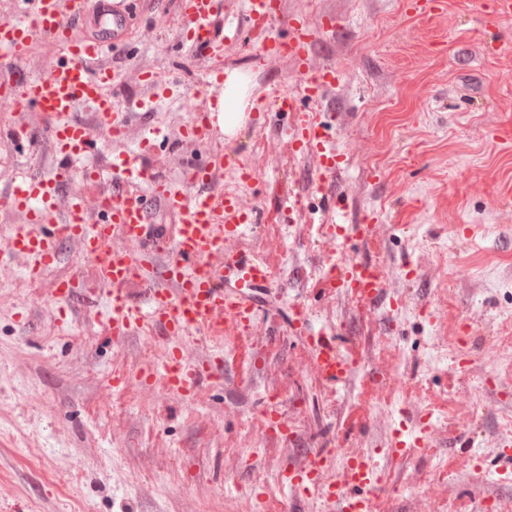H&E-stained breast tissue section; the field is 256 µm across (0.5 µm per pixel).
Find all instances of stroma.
<instances>
[{
    "instance_id": "obj_1",
    "label": "stroma",
    "mask_w": 512,
    "mask_h": 512,
    "mask_svg": "<svg viewBox=\"0 0 512 512\" xmlns=\"http://www.w3.org/2000/svg\"><path fill=\"white\" fill-rule=\"evenodd\" d=\"M178 0H128L124 40L109 44L119 77L110 93L131 117L127 142L114 141L91 110L79 116L97 143L94 163L137 145L142 126L163 130L142 163L161 175L205 164L209 151H234L251 171L224 188L239 193L258 220L228 239L227 250L266 262L271 283L258 289L251 335L170 340L154 329L118 340L104 333L95 305L92 263L66 242L49 279L24 274L25 257L0 263V512H258L281 506L284 466H301L337 430L361 420L350 455L376 453L382 512H418L437 483V512L512 497L500 473L512 441L496 438L512 414V351L488 359L501 326L512 327V20L485 17L476 0H446L443 12L407 11L405 0H283L274 31L290 38L293 19L324 26L310 45L314 69L336 78L319 99L286 58L261 55L244 37L225 50L223 71L250 77L236 134L198 145L181 135L199 98L204 59L174 53ZM165 91L145 114L131 108L144 75ZM285 93L299 112L283 113L268 96ZM317 118L326 146L342 160L332 180L315 175L312 157L293 151L300 113ZM28 123L36 145L0 143L11 174L40 175L54 163L37 113L0 110V124ZM374 225L373 239L325 243L324 228ZM379 265L382 299L369 307L344 289L323 287L341 255ZM82 278L90 309L51 296L56 278ZM355 351L359 366L333 384L313 370L303 337L290 328L297 310ZM469 330L472 362L455 369L433 359L437 342ZM193 357L224 354L222 382H199L192 403L164 389L159 372L176 345ZM152 375L151 387L133 384ZM404 386L388 385L391 377ZM127 379L110 390L109 380ZM277 392L291 430L269 443L260 404ZM471 415L450 429L446 416ZM432 451L387 454L394 436L421 427Z\"/></svg>"
}]
</instances>
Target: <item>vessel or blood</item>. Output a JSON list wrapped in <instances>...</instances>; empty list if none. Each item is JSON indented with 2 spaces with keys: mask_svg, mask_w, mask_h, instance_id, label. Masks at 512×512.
<instances>
[{
  "mask_svg": "<svg viewBox=\"0 0 512 512\" xmlns=\"http://www.w3.org/2000/svg\"><path fill=\"white\" fill-rule=\"evenodd\" d=\"M245 7L262 53L290 59L304 76L308 95L320 96L335 72L317 71L310 64L311 21H296L294 36L282 42L272 34L282 14L281 0H245ZM223 9V0H179L182 24L173 37L174 48L203 54L218 44L238 42L239 34L214 24ZM83 11L84 0H15L13 10L0 15V101L18 100L26 110L37 112L55 155L48 175L15 182L11 192L0 197L1 210L27 217L26 223L0 228V246L26 256L25 273L38 280L58 261L63 242H80L96 278L108 285L102 321L110 336L125 338L156 326L171 336L205 332L220 338L228 326L237 334L249 333L257 307L241 290L268 284L271 274L264 263L224 255L225 240L253 221L252 211L220 185L225 167L235 165V158L211 154L206 164L177 181L159 176L142 165L138 155L127 153L115 156L108 168L77 170V162L95 151L89 130L78 117L81 108H91L117 140H125L128 131L125 112L106 93L115 73L101 62L105 42L79 34L75 25ZM42 37L61 44L62 52L47 72L21 73L31 44ZM215 122V113L200 111L183 134L210 140L217 131ZM291 146L314 156L321 174L336 171V155L326 147L320 123L301 120ZM108 177L115 184L112 194L72 195L66 214H59L64 185L75 179L94 183ZM92 206L103 215L94 224L86 220ZM159 209L171 216V223H154ZM324 284L347 287L355 299L367 304L381 294L378 267L346 257L327 267ZM134 286L144 289L145 303L132 300ZM307 324V314L300 312L290 327L306 329L305 344L319 375L330 381L349 377L357 364L354 354L341 349L335 337L308 331ZM163 372L167 387L187 397L198 380L223 377L224 357L216 354L200 360L176 347ZM262 419L264 429L273 433L290 426L272 401ZM337 454V449L322 448L307 464L284 468L281 485L302 498L339 504L341 512H373L370 489L378 478L371 453L350 458L336 483H324L321 474Z\"/></svg>",
  "mask_w": 512,
  "mask_h": 512,
  "instance_id": "obj_1",
  "label": "vessel or blood"
}]
</instances>
